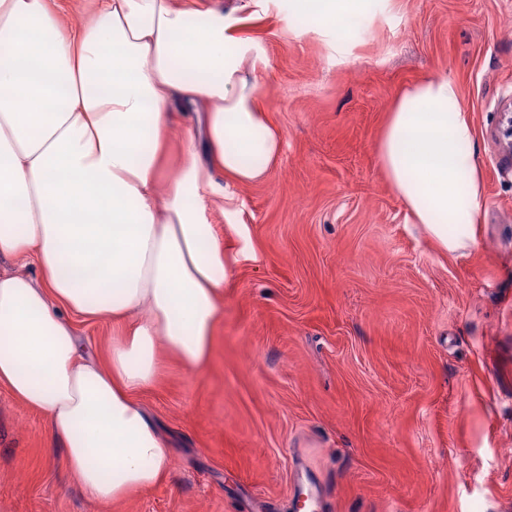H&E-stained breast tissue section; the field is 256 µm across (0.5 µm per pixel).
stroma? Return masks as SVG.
<instances>
[{"mask_svg":"<svg viewBox=\"0 0 512 512\" xmlns=\"http://www.w3.org/2000/svg\"><path fill=\"white\" fill-rule=\"evenodd\" d=\"M268 58L259 95L282 132L260 182L234 186L257 260L224 292L208 366L167 362L138 399L171 474L88 501L44 417L0 387V512H512V0H373L356 40L288 24L286 0H196ZM454 79L484 174L477 245L441 252L377 147L397 96ZM320 487L313 483H300L294 486L293 494L297 500L298 511L315 512L320 509Z\"/></svg>","mask_w":512,"mask_h":512,"instance_id":"1","label":"stroma"}]
</instances>
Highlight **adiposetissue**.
<instances>
[{
	"label": "adipose tissue",
	"mask_w": 512,
	"mask_h": 512,
	"mask_svg": "<svg viewBox=\"0 0 512 512\" xmlns=\"http://www.w3.org/2000/svg\"><path fill=\"white\" fill-rule=\"evenodd\" d=\"M366 0H293L312 30ZM72 25L47 0H0V385L47 421L68 478L97 504L164 481L163 435L138 401L166 359L207 367L224 289L251 247L219 242L208 214L236 216L227 183L263 179L282 148L259 94L261 41L218 8L91 0ZM202 109L204 148L163 176L175 103ZM381 165L413 223L453 256L479 235L483 172L456 82L436 76L395 100ZM224 182H217V175ZM119 324L107 363L75 318Z\"/></svg>",
	"instance_id": "1"
}]
</instances>
